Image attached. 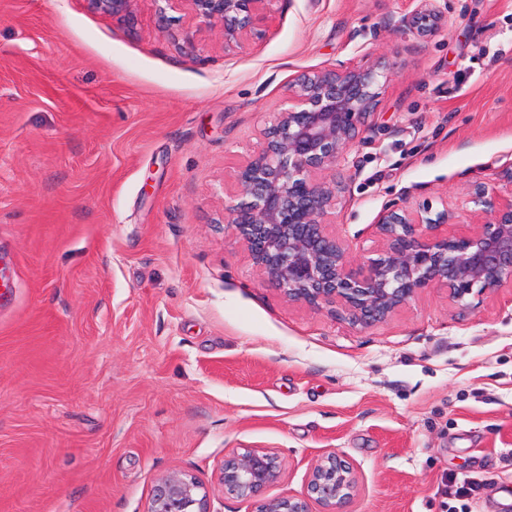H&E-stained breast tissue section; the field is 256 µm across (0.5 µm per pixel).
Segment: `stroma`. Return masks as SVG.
<instances>
[{
    "mask_svg": "<svg viewBox=\"0 0 512 512\" xmlns=\"http://www.w3.org/2000/svg\"><path fill=\"white\" fill-rule=\"evenodd\" d=\"M448 30H396L412 0H273L242 50L182 0L135 24L85 0H0V512H145L175 469L214 512H252L216 470L278 451L269 496L335 451L353 512H512V288L460 310L426 290L351 326L264 284L219 219L298 72L388 56L370 133L332 175L352 263L391 204L482 220L512 191V0H437ZM169 26H162L160 14Z\"/></svg>",
    "mask_w": 512,
    "mask_h": 512,
    "instance_id": "obj_1",
    "label": "stroma"
}]
</instances>
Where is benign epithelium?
<instances>
[{
  "label": "benign epithelium",
  "mask_w": 512,
  "mask_h": 512,
  "mask_svg": "<svg viewBox=\"0 0 512 512\" xmlns=\"http://www.w3.org/2000/svg\"><path fill=\"white\" fill-rule=\"evenodd\" d=\"M135 0H86L89 10L133 24ZM194 18L220 27L224 50L244 48L271 0H185ZM400 26L427 39L445 27L436 0H416ZM394 75L380 59L367 67L302 71L288 85V108L260 131L261 149L238 170L240 201L224 206L222 223L241 239L267 281L288 301L327 309L334 318L369 328L382 324L418 292L446 294L460 309L469 297L512 288V194L474 188L484 220L466 234L441 233L456 215L431 214L409 202L384 209L377 221V256L354 265L349 245L333 231L336 167L354 141L370 131L379 78ZM283 473L273 448L224 455L217 481L224 495L254 512H352L361 491L357 471L336 452L321 456L299 495L267 497ZM318 510H313V507ZM146 512H211L202 481L187 470L156 479Z\"/></svg>",
  "instance_id": "7a95c632"
}]
</instances>
